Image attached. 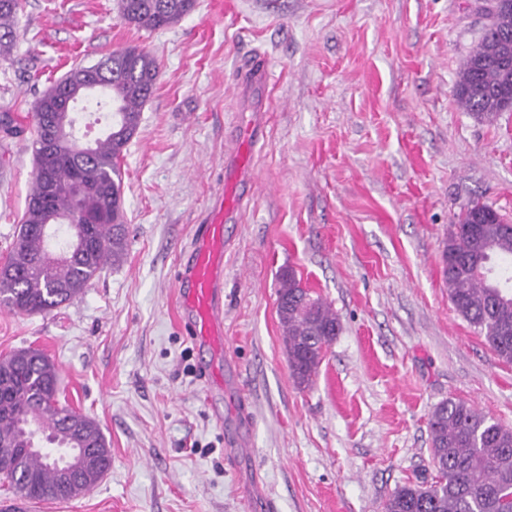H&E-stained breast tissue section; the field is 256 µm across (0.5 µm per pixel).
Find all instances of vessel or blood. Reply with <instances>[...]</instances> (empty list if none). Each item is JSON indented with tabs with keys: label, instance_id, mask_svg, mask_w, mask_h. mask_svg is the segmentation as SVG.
Returning a JSON list of instances; mask_svg holds the SVG:
<instances>
[{
	"label": "vessel or blood",
	"instance_id": "vessel-or-blood-1",
	"mask_svg": "<svg viewBox=\"0 0 512 512\" xmlns=\"http://www.w3.org/2000/svg\"><path fill=\"white\" fill-rule=\"evenodd\" d=\"M235 182L225 181L220 204L198 225L188 265L181 274L180 310L195 342L224 347V222L240 209Z\"/></svg>",
	"mask_w": 512,
	"mask_h": 512
}]
</instances>
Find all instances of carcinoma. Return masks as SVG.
<instances>
[{
	"label": "carcinoma",
	"instance_id": "obj_1",
	"mask_svg": "<svg viewBox=\"0 0 512 512\" xmlns=\"http://www.w3.org/2000/svg\"><path fill=\"white\" fill-rule=\"evenodd\" d=\"M502 7L466 57L455 84L457 105L481 122L512 109V0ZM194 0H118L122 20L138 28L170 26ZM20 0H0V56L14 46ZM160 64L150 52L128 47L104 61L77 67L58 79L33 107L34 179L16 241L0 264V306L22 314L52 313L79 298L108 262L122 259L128 228L123 208L121 161L138 133ZM96 81L116 112L112 127L92 144L76 135L74 113ZM78 181L84 192L73 190ZM91 217L103 219L89 224ZM69 228V249L49 250L46 225ZM512 224L491 206L475 202L450 225L443 276L456 312L484 335L500 360L512 363ZM277 313L296 384L307 387L325 351L341 331L336 311L312 297L292 271L281 275ZM437 480L397 488L384 512H512V428L450 398L428 420ZM58 448L88 454L77 470V490H90L111 465L105 436L88 415L59 399V371L42 351L24 349L0 358V482L13 496L57 501L59 470L47 455L31 451L34 433Z\"/></svg>",
	"mask_w": 512,
	"mask_h": 512
}]
</instances>
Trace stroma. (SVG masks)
<instances>
[{
  "mask_svg": "<svg viewBox=\"0 0 512 512\" xmlns=\"http://www.w3.org/2000/svg\"><path fill=\"white\" fill-rule=\"evenodd\" d=\"M477 0H195L163 29L117 0H21L0 57V262L34 176L30 112L70 69L138 46L161 75L122 170L128 242L48 315L0 307V357L60 371L111 466L35 512H384L434 478L428 419L448 398L512 428V365L455 311L448 227L473 201L512 222V111L477 121L453 88L482 30ZM265 56L261 87L239 73ZM259 119L240 214L224 224L221 386L179 319L176 279L218 194L224 154ZM293 269L341 331L298 387L277 315Z\"/></svg>",
  "mask_w": 512,
  "mask_h": 512,
  "instance_id": "35a3bbf8",
  "label": "stroma"
}]
</instances>
